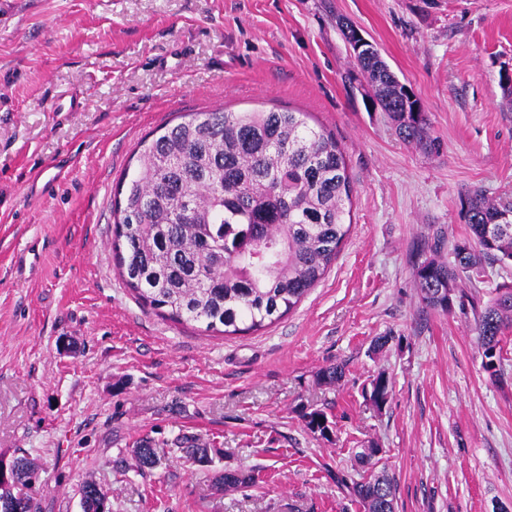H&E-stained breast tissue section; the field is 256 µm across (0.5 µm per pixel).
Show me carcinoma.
I'll use <instances>...</instances> for the list:
<instances>
[{
	"label": "carcinoma",
	"instance_id": "carcinoma-1",
	"mask_svg": "<svg viewBox=\"0 0 512 512\" xmlns=\"http://www.w3.org/2000/svg\"><path fill=\"white\" fill-rule=\"evenodd\" d=\"M402 138L427 150L428 118L391 70L376 45L354 56ZM352 186L335 136L307 125L302 112H197L169 128L140 153L136 174L120 182L112 256L124 284L144 306L173 321L205 324L208 332L259 331L295 308L323 279L349 231L345 204ZM469 238L452 245L453 261L426 258L414 266L422 301L444 313L454 307L459 283L479 273L483 260L512 263V202L496 203L479 190L464 198ZM482 365L498 375L499 345L512 326V290L500 291L475 311ZM344 365L321 369L317 380L335 385ZM392 394L377 373L365 398L382 410ZM305 428L327 441L333 422L304 406ZM185 461L207 467L209 450L192 440L176 443ZM139 468L152 469L156 449L142 441L133 450ZM15 477L0 482V512H34L33 495L18 485L34 471L13 461ZM244 469L215 478L218 493L247 486ZM341 481L364 512H396V487L386 471ZM82 512H110L92 480L81 486Z\"/></svg>",
	"mask_w": 512,
	"mask_h": 512
}]
</instances>
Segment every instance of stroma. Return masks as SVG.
<instances>
[{"label":"stroma","mask_w":512,"mask_h":512,"mask_svg":"<svg viewBox=\"0 0 512 512\" xmlns=\"http://www.w3.org/2000/svg\"><path fill=\"white\" fill-rule=\"evenodd\" d=\"M376 43L435 142L399 137L339 27ZM512 0H0V461L32 460L35 512H363L337 474L375 441L397 512H512V328L490 379L471 306L425 307L413 254L512 201ZM294 111L332 132L351 228L292 312L223 336L144 307L112 259L115 189L142 140L195 112ZM512 289L487 260L464 294ZM393 335L383 352L375 337ZM344 363L334 386L317 371ZM392 384L381 410L363 391ZM329 406L331 440L300 405ZM196 439L199 470L173 453ZM150 440L160 457L137 467ZM227 468L253 485L214 494ZM81 507L83 512H109L110 507L102 489L92 480L81 486Z\"/></svg>","instance_id":"1"}]
</instances>
